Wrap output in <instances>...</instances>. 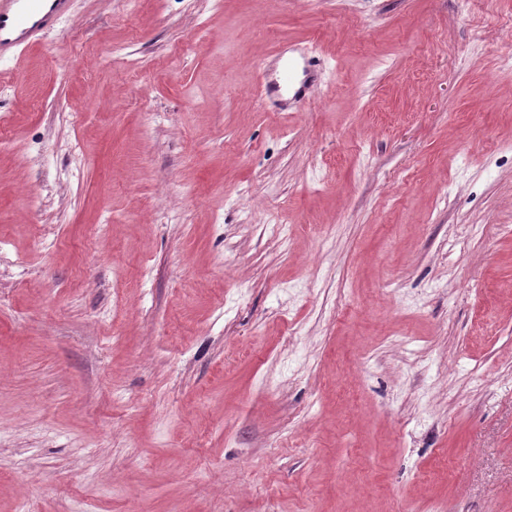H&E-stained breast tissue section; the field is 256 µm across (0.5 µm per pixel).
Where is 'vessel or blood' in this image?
Instances as JSON below:
<instances>
[{
  "label": "vessel or blood",
  "instance_id": "1",
  "mask_svg": "<svg viewBox=\"0 0 512 512\" xmlns=\"http://www.w3.org/2000/svg\"><path fill=\"white\" fill-rule=\"evenodd\" d=\"M70 7L71 0H0V59L21 54L55 29ZM317 68V61L307 54L288 57L280 73L267 75L265 91L277 98L288 94L295 103H303L313 93Z\"/></svg>",
  "mask_w": 512,
  "mask_h": 512
}]
</instances>
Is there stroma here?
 I'll list each match as a JSON object with an SVG mask.
<instances>
[{
	"label": "stroma",
	"mask_w": 512,
	"mask_h": 512,
	"mask_svg": "<svg viewBox=\"0 0 512 512\" xmlns=\"http://www.w3.org/2000/svg\"><path fill=\"white\" fill-rule=\"evenodd\" d=\"M0 512H512V0H72L0 60ZM319 63L314 57L300 54L298 57L288 56L282 64L280 75L271 72L266 77L265 91L269 96L281 98L285 104L289 99H283V94H292L294 104L305 102L314 92L312 89V77L318 69ZM298 72L303 76L297 79Z\"/></svg>",
	"instance_id": "35a3bbf8"
}]
</instances>
